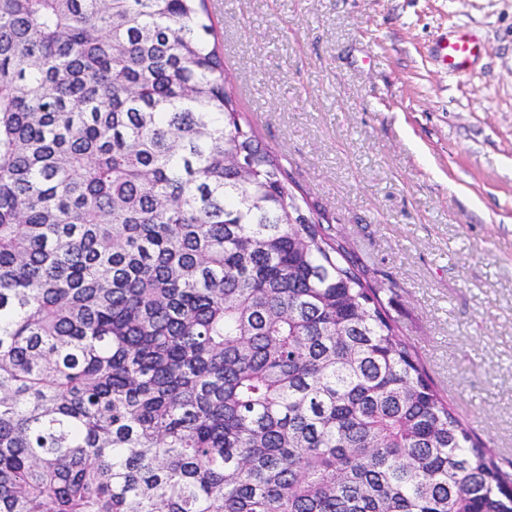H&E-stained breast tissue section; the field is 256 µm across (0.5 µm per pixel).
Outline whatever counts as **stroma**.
Returning a JSON list of instances; mask_svg holds the SVG:
<instances>
[{
    "mask_svg": "<svg viewBox=\"0 0 512 512\" xmlns=\"http://www.w3.org/2000/svg\"><path fill=\"white\" fill-rule=\"evenodd\" d=\"M261 141L383 282L449 405L512 461V0H213ZM465 27L482 51L450 74Z\"/></svg>",
    "mask_w": 512,
    "mask_h": 512,
    "instance_id": "1",
    "label": "stroma"
}]
</instances>
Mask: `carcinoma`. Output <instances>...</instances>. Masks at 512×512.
Here are the masks:
<instances>
[{
	"instance_id": "obj_1",
	"label": "carcinoma",
	"mask_w": 512,
	"mask_h": 512,
	"mask_svg": "<svg viewBox=\"0 0 512 512\" xmlns=\"http://www.w3.org/2000/svg\"><path fill=\"white\" fill-rule=\"evenodd\" d=\"M382 291L211 0H0V512H512Z\"/></svg>"
}]
</instances>
